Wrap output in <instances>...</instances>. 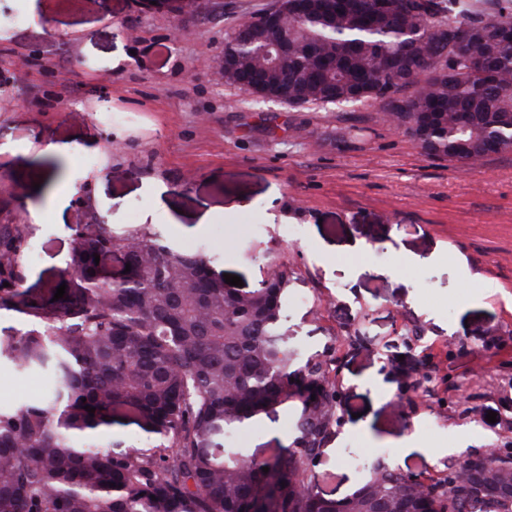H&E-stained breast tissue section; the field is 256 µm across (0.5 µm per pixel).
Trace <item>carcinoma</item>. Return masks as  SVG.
<instances>
[{"label":"carcinoma","mask_w":512,"mask_h":512,"mask_svg":"<svg viewBox=\"0 0 512 512\" xmlns=\"http://www.w3.org/2000/svg\"><path fill=\"white\" fill-rule=\"evenodd\" d=\"M295 2L277 0L288 45L273 65L256 59L277 30L232 46L229 80L259 70L256 92L290 107L378 101L437 157L476 165L489 146L512 147V40L499 38L512 32V0H391L382 11L306 0L302 16ZM134 237L131 248L106 224L78 236L63 298L34 302L18 291L25 228L0 224V309L27 317L0 356L50 376L45 398L0 407V512H267L270 475L275 512H512V496L488 482L512 469V448L463 458L429 483L382 459L349 497H326L312 467L341 425L326 410L341 392L328 361L292 367L280 330L288 268L240 293L208 253L177 252L146 225ZM96 254L131 270L114 284ZM291 399L301 405L291 446L262 459L238 446L242 426ZM126 419L151 447L95 441Z\"/></svg>","instance_id":"carcinoma-1"}]
</instances>
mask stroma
I'll return each instance as SVG.
<instances>
[{"mask_svg":"<svg viewBox=\"0 0 512 512\" xmlns=\"http://www.w3.org/2000/svg\"><path fill=\"white\" fill-rule=\"evenodd\" d=\"M274 3L0 0V224L24 225L36 248L24 293L51 296L75 226L96 217L205 247L247 292L283 264L288 346L332 361L341 390L314 468L327 497L352 494L366 461L427 480L511 446L512 149L474 167L425 153L379 103L291 108L220 81L228 36ZM20 13L28 23L12 24ZM157 183L170 188L160 210ZM45 387L0 357V404ZM299 411L261 414L242 446L260 459L288 446ZM409 439L428 447L402 452Z\"/></svg>","mask_w":512,"mask_h":512,"instance_id":"stroma-1","label":"stroma"}]
</instances>
